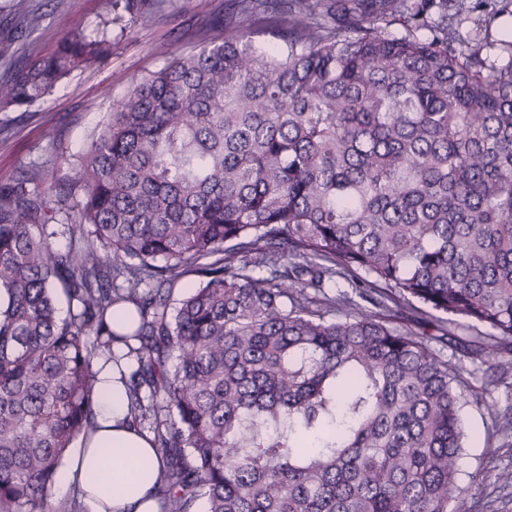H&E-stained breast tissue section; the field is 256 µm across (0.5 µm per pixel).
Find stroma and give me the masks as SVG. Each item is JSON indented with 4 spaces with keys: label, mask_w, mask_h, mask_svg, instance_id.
I'll return each instance as SVG.
<instances>
[{
    "label": "stroma",
    "mask_w": 512,
    "mask_h": 512,
    "mask_svg": "<svg viewBox=\"0 0 512 512\" xmlns=\"http://www.w3.org/2000/svg\"><path fill=\"white\" fill-rule=\"evenodd\" d=\"M15 3L0 0V48L9 52L0 56V73L10 63L52 52L71 26L94 33L108 17L106 0H68L62 12L54 0H27L37 24L24 29L13 17ZM231 6V0H145L137 24L113 34L107 62L74 72L38 107L0 111V186L35 164L53 173L58 157L78 154L132 79L160 69L171 53L196 50L202 25ZM459 366L466 435L458 481L473 490L472 512H512V487L498 481L512 470V433L501 432L487 412L491 405L512 407V355L495 371L467 359Z\"/></svg>",
    "instance_id": "35a3bbf8"
}]
</instances>
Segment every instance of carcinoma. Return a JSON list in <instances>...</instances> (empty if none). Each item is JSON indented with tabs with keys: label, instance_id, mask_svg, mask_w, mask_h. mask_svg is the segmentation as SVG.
I'll list each match as a JSON object with an SVG mask.
<instances>
[{
	"label": "carcinoma",
	"instance_id": "cac0c4a2",
	"mask_svg": "<svg viewBox=\"0 0 512 512\" xmlns=\"http://www.w3.org/2000/svg\"><path fill=\"white\" fill-rule=\"evenodd\" d=\"M239 2L55 174L0 187V512H46L95 434L104 354L135 364L128 420L160 450V512H470L463 397L432 343L512 352V65L458 32L500 0ZM108 7L122 32L141 17ZM111 51L69 29L0 75V110ZM65 188L82 199L61 249ZM338 277L351 291L331 297ZM117 303L138 316L123 332Z\"/></svg>",
	"mask_w": 512,
	"mask_h": 512
}]
</instances>
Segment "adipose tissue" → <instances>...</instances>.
<instances>
[{"label":"adipose tissue","instance_id":"obj_1","mask_svg":"<svg viewBox=\"0 0 512 512\" xmlns=\"http://www.w3.org/2000/svg\"><path fill=\"white\" fill-rule=\"evenodd\" d=\"M97 371L94 438L78 445L56 487L66 494L72 483L84 489L89 512H155L150 496L157 477L156 450L151 442L129 427L124 417L127 399L111 363L100 360ZM111 453L112 471L100 466L103 453Z\"/></svg>","mask_w":512,"mask_h":512}]
</instances>
